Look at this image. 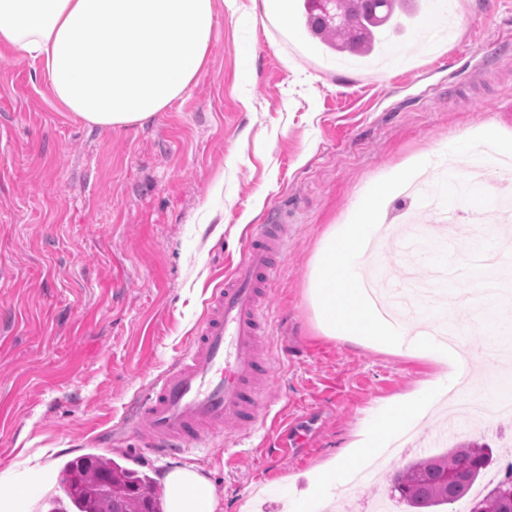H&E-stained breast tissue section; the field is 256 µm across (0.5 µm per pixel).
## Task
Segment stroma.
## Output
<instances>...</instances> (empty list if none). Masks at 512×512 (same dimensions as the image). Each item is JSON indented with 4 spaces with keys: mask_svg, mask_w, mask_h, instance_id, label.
I'll list each match as a JSON object with an SVG mask.
<instances>
[{
    "mask_svg": "<svg viewBox=\"0 0 512 512\" xmlns=\"http://www.w3.org/2000/svg\"><path fill=\"white\" fill-rule=\"evenodd\" d=\"M453 42L416 23L384 71L337 62L308 35L300 0H237L191 89L141 126L86 125L37 66L0 60V488L34 459L52 476L93 452L161 479L194 463L239 512H266L345 458L366 419L432 364L322 334L316 252L357 193L488 123L512 134V0H458ZM288 238L267 286L271 406L209 447L157 454L129 413L189 349L206 301L257 224ZM458 440L505 471L512 424Z\"/></svg>",
    "mask_w": 512,
    "mask_h": 512,
    "instance_id": "obj_1",
    "label": "stroma"
}]
</instances>
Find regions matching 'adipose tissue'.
<instances>
[{
  "mask_svg": "<svg viewBox=\"0 0 512 512\" xmlns=\"http://www.w3.org/2000/svg\"><path fill=\"white\" fill-rule=\"evenodd\" d=\"M218 0H0V50L38 63L59 103L86 124L140 125L201 72ZM167 512H224L189 464L163 478Z\"/></svg>",
  "mask_w": 512,
  "mask_h": 512,
  "instance_id": "obj_1",
  "label": "adipose tissue"
}]
</instances>
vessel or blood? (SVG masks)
<instances>
[{"mask_svg": "<svg viewBox=\"0 0 512 512\" xmlns=\"http://www.w3.org/2000/svg\"><path fill=\"white\" fill-rule=\"evenodd\" d=\"M287 227L258 225L243 257L214 288L189 352L150 387L131 419L137 432L182 454L205 443L228 422L250 428L267 407L271 362L265 287Z\"/></svg>", "mask_w": 512, "mask_h": 512, "instance_id": "1", "label": "vessel or blood"}]
</instances>
